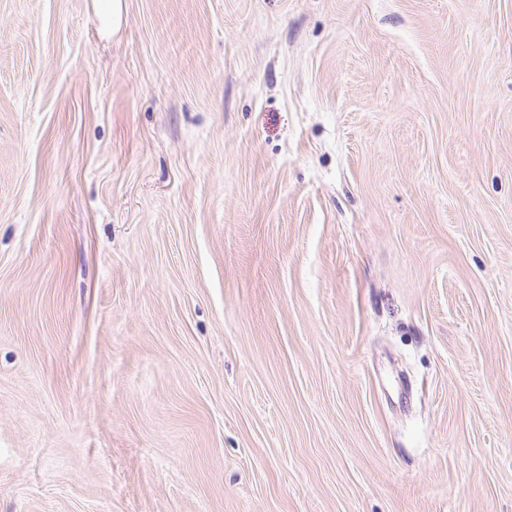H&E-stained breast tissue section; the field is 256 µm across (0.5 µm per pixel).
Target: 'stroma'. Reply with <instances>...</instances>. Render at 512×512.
Here are the masks:
<instances>
[{"label":"stroma","mask_w":512,"mask_h":512,"mask_svg":"<svg viewBox=\"0 0 512 512\" xmlns=\"http://www.w3.org/2000/svg\"><path fill=\"white\" fill-rule=\"evenodd\" d=\"M0 512H512V0H0ZM92 4L103 28L112 34L117 32L123 20L124 0H92Z\"/></svg>","instance_id":"obj_1"}]
</instances>
